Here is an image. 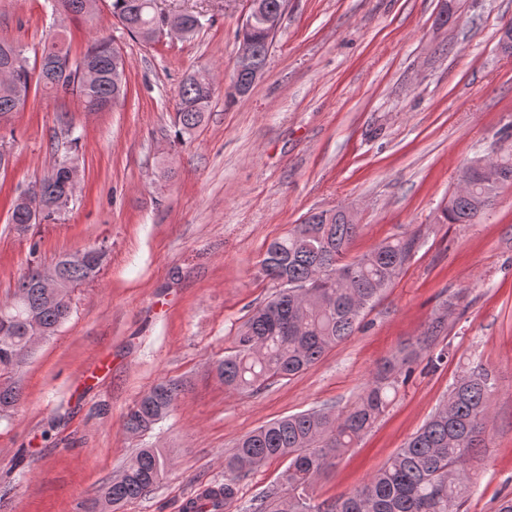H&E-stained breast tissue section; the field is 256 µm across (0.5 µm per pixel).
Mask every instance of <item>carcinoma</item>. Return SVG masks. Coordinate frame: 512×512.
Wrapping results in <instances>:
<instances>
[{"label": "carcinoma", "instance_id": "cac0c4a2", "mask_svg": "<svg viewBox=\"0 0 512 512\" xmlns=\"http://www.w3.org/2000/svg\"><path fill=\"white\" fill-rule=\"evenodd\" d=\"M111 9L128 33L145 43L164 21L155 10V0H111ZM237 37L254 45L250 67L234 68L237 82L245 83L251 70L266 68L271 42L261 27H242ZM41 61L38 68L18 65L9 83H0V117L23 109L33 90L76 95L87 112L104 111L125 96L121 75L126 61L106 38H92L77 59L71 57L65 40L54 41L43 48ZM214 96V84L204 71L183 78L173 120L175 141L185 143L203 125ZM493 153L499 154L501 179L512 180V149L499 146ZM63 170L57 164L32 185L34 206L45 221L67 203L70 189ZM459 180L469 183L470 190L452 193L437 218L441 224H474L495 197L497 182L472 164L461 170ZM28 215L27 207L12 203L9 221L15 229L26 232L34 227ZM359 230L343 209L314 212L267 245L261 270L273 281L288 279V287L249 314L234 346L215 364L225 389L255 393L270 381L297 376L354 335L365 309L394 282L419 247L416 236L392 237L350 259L348 252ZM38 267L30 262L13 298L0 304V377L16 374L25 363L29 315L38 317L42 336L49 337L71 313L72 299L50 300L33 287ZM101 269L100 263L66 266L62 276L73 290L95 280ZM445 319L444 315L433 319L423 336L387 361L348 409L288 415L243 436L224 460V483L204 490L197 512H224L236 496L240 477L280 458L288 461L287 495L266 496L254 512H465L471 489L469 466L485 447L494 389L490 374L479 364L455 379L446 399L359 488L320 503L312 502L310 495L315 477L334 466L384 413L389 392L407 381L414 359L425 352L435 369L448 360V348L436 349ZM180 394L176 382L155 384L126 414L127 430L141 433L153 428L176 406ZM21 397L18 385L0 388V414L13 409ZM169 467L170 459L161 449L142 448L104 488L103 499L117 505L138 498L159 483Z\"/></svg>", "mask_w": 512, "mask_h": 512}]
</instances>
